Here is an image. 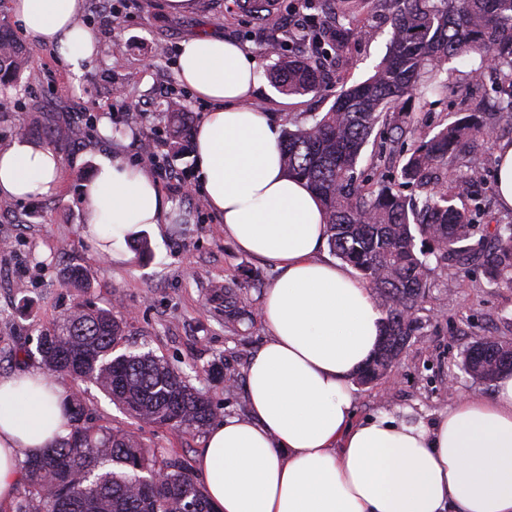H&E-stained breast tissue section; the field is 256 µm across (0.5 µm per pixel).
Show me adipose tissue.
Instances as JSON below:
<instances>
[{"instance_id": "ef3b65f1", "label": "adipose tissue", "mask_w": 512, "mask_h": 512, "mask_svg": "<svg viewBox=\"0 0 512 512\" xmlns=\"http://www.w3.org/2000/svg\"><path fill=\"white\" fill-rule=\"evenodd\" d=\"M81 7L11 0L24 34L55 49L76 78L98 49ZM176 74L209 107L195 140L205 203L239 250L280 271L262 300L269 336L246 370L248 413L214 424L196 458L213 512H512V372L492 397H463L429 429L386 415L355 420L352 380L378 345L383 315L364 281L318 258L323 208L288 176L278 129L253 104L255 60L201 32L181 43ZM60 173L51 146L16 137L0 150V198L54 193ZM170 214L147 173L99 159L85 221L105 230L111 261L129 262L127 233L162 232ZM65 403L43 370L0 375V512H14L21 460L67 434Z\"/></svg>"}]
</instances>
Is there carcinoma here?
I'll return each mask as SVG.
<instances>
[{
  "instance_id": "obj_1",
  "label": "carcinoma",
  "mask_w": 512,
  "mask_h": 512,
  "mask_svg": "<svg viewBox=\"0 0 512 512\" xmlns=\"http://www.w3.org/2000/svg\"><path fill=\"white\" fill-rule=\"evenodd\" d=\"M344 17L378 7L390 12L387 51L366 80L343 89L328 111L294 125L280 149L290 176L307 181L318 195L327 225V245L369 284L385 313L377 349L356 379L362 385L390 377L420 329L431 287L429 256L458 269L481 267L492 285L512 284V222L475 236L476 214L455 200L469 195L477 171L455 176L441 171L458 164L460 147L493 132V121L512 119V0H334ZM366 30L351 23L328 26L314 17L308 38L347 52ZM479 57L498 71L492 120L478 103L473 113L434 134L409 112L427 92L448 91L445 65L451 59ZM25 48L0 34V88L17 87L26 69ZM271 82L288 95L317 91L323 82L320 59L282 55ZM174 147L186 132L177 99L167 102ZM381 128L378 151L370 158L379 188L359 179L363 149ZM418 146L401 168L404 179L427 188L412 198L383 183L380 161L406 137ZM432 245L426 252L416 241ZM227 319L241 324L231 289L224 290ZM126 321L109 309L72 306L41 334L44 366L76 383L103 390L131 417L184 433H199L213 416L209 400L153 354L112 351ZM460 369L473 380L496 381L512 371V340L477 337L462 353ZM70 432L40 455L24 461V496L18 512H212L195 475L179 461L155 468L139 439L123 429L85 425L79 396L68 407ZM161 471L164 479L153 481Z\"/></svg>"
}]
</instances>
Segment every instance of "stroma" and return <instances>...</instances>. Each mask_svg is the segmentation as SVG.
Segmentation results:
<instances>
[{"instance_id":"stroma-1","label":"stroma","mask_w":512,"mask_h":512,"mask_svg":"<svg viewBox=\"0 0 512 512\" xmlns=\"http://www.w3.org/2000/svg\"><path fill=\"white\" fill-rule=\"evenodd\" d=\"M164 0H121L116 13L83 0V19L97 31L103 51L80 81H73L64 61L49 48L29 46L30 63L19 83L21 94L0 92V149L17 136L46 143L62 163L58 192L50 197L8 202L0 208V373L41 367L37 351L41 333L74 303L91 302L126 320L122 353L151 352L182 373L212 403L215 421L247 411L245 372L250 357L265 343L268 329L260 314L265 288L275 279L273 264L244 253L224 235V226L196 189L195 138L207 106L176 77L182 41L199 31L237 42L250 53L260 72L254 103L269 112L280 129L291 128L308 114L327 111L343 82L366 79L386 52L389 27L384 17L358 18L369 33L350 51L349 64L338 63L323 49L325 81L316 93L279 92L264 72L278 54H308L306 44L288 38L287 19L297 0H275L271 16L255 14L239 0H197L195 12L175 18ZM481 68L482 86L468 73ZM498 74L492 64L455 59L448 65V93L431 96L415 110L425 130L467 115L478 98L495 101ZM121 93L128 106L149 102L142 124L127 123L114 108ZM178 98L187 114L186 148L168 146L163 115L169 98ZM107 119L111 130L90 127L89 116ZM163 139L158 155L139 150L145 138ZM512 140V123H500L490 138L463 158L479 168L467 208H478L480 226L512 218L494 192L496 151ZM112 156L151 175L174 218L162 237L141 227L126 241L130 262L109 260L108 242L91 234L82 198L91 182L97 156ZM175 170L179 179L167 178ZM84 271L88 286L75 292L64 285L71 268ZM235 285L248 315L233 326L224 315V286ZM429 304L440 316L423 317L399 369L398 381L356 386L353 407L358 418L386 414L415 426L432 427L463 396H491L493 387L474 381L459 368L462 353L476 337L512 338V286L487 285L484 271L461 273L436 269ZM234 382H227L226 374ZM65 395H79L85 423L94 429L130 431L153 451L158 467L176 459L195 466L203 434L184 433L131 418L99 388L56 375Z\"/></svg>"}]
</instances>
